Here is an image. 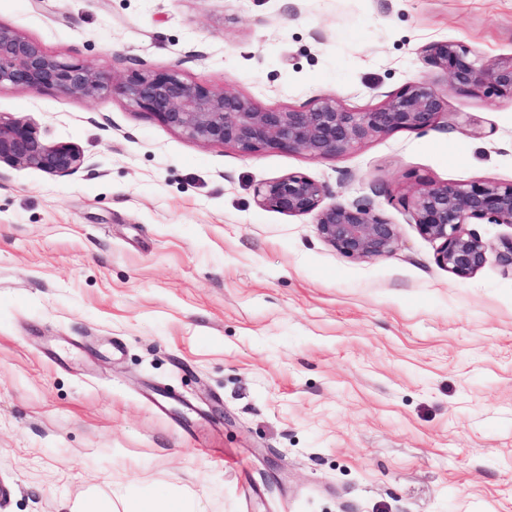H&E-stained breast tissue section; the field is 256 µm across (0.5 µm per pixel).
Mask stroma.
I'll list each match as a JSON object with an SVG mask.
<instances>
[{
	"label": "stroma",
	"instance_id": "obj_1",
	"mask_svg": "<svg viewBox=\"0 0 512 512\" xmlns=\"http://www.w3.org/2000/svg\"><path fill=\"white\" fill-rule=\"evenodd\" d=\"M0 25L121 76L262 109L351 110L428 77L435 126L335 156L184 137L118 95L0 86L84 164L0 167V512L181 498L189 512H512V274L460 278L406 205L512 182V98L448 87L440 39L512 58V0H0ZM289 173L399 234L356 260L259 207Z\"/></svg>",
	"mask_w": 512,
	"mask_h": 512
}]
</instances>
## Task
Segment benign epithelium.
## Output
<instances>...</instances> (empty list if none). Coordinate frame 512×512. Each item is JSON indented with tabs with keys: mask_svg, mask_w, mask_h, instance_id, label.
I'll return each instance as SVG.
<instances>
[{
	"mask_svg": "<svg viewBox=\"0 0 512 512\" xmlns=\"http://www.w3.org/2000/svg\"><path fill=\"white\" fill-rule=\"evenodd\" d=\"M426 64L446 74L451 88L484 87L512 96V58L486 63L475 51L453 40L424 48ZM39 92L45 88L99 99L117 93L149 111L164 125L206 144L232 145L250 155L264 148L305 152L313 158L341 155L392 131L425 130L445 112L442 92L426 77L385 95L369 112L345 108L334 97L310 106L260 109L231 90L188 83L175 71L146 72L131 77L104 73L84 62L61 61L40 44L0 26V85ZM30 167L66 177L83 164L72 142L48 146L32 126L0 120V164ZM328 190L301 174H287L255 189L258 206L289 216L315 215L320 237L341 254L367 260L394 253L399 244L395 225L368 204L325 203ZM421 235L438 243L437 263L459 278L482 269L489 245L467 232V224L512 227V183H429L407 200ZM499 266L512 271V235L494 248Z\"/></svg>",
	"mask_w": 512,
	"mask_h": 512,
	"instance_id": "1",
	"label": "benign epithelium"
}]
</instances>
